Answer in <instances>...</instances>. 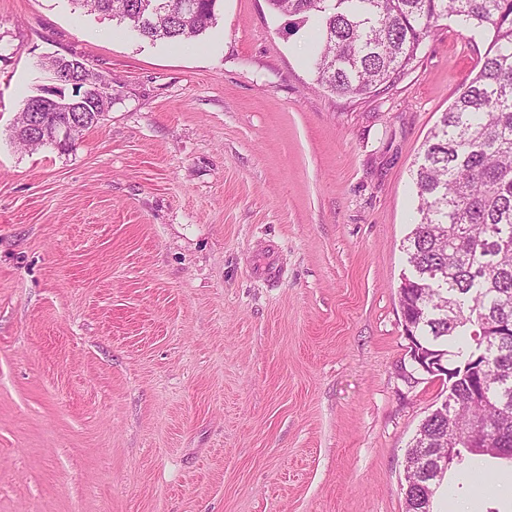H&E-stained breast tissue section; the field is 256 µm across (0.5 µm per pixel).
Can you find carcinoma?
I'll return each instance as SVG.
<instances>
[{"instance_id": "cac0c4a2", "label": "carcinoma", "mask_w": 512, "mask_h": 512, "mask_svg": "<svg viewBox=\"0 0 512 512\" xmlns=\"http://www.w3.org/2000/svg\"><path fill=\"white\" fill-rule=\"evenodd\" d=\"M90 12L127 21L140 36L180 42L217 20L220 0H76ZM276 14L313 20L321 32L313 58L316 83L341 96H361L392 81L414 62L433 24L456 17L488 33L475 75L430 131L413 175L418 221L406 238L410 276L399 306L416 345L461 363H482L451 384L448 406L421 423L406 460L417 464L404 492L406 512H433L444 475L427 460L440 440L464 454L512 460V0H267ZM68 113L35 115L23 103L25 126L53 124ZM480 428L486 442L469 438Z\"/></svg>"}]
</instances>
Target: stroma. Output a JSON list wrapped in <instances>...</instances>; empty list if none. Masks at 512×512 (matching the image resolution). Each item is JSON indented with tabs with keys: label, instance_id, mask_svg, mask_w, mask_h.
<instances>
[{
	"label": "stroma",
	"instance_id": "obj_1",
	"mask_svg": "<svg viewBox=\"0 0 512 512\" xmlns=\"http://www.w3.org/2000/svg\"><path fill=\"white\" fill-rule=\"evenodd\" d=\"M312 23L222 0L143 39L74 0H0V512H405L448 382L413 373L398 289L412 175L487 48L442 19L360 97L317 87ZM112 80L67 149L18 144L46 56ZM512 462L435 512H512Z\"/></svg>",
	"mask_w": 512,
	"mask_h": 512
}]
</instances>
